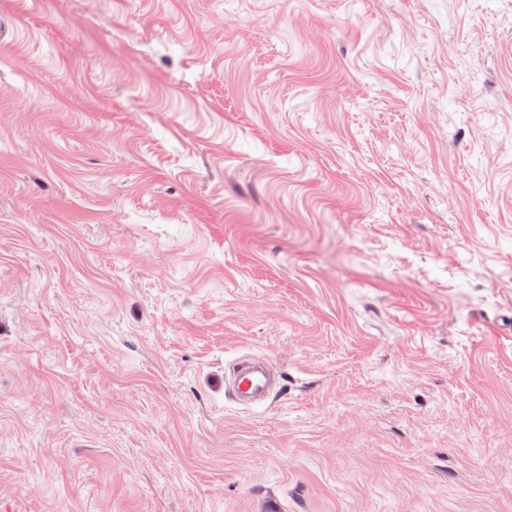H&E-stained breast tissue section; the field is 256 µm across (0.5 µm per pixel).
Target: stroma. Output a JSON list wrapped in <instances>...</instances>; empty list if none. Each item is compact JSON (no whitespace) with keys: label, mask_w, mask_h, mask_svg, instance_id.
<instances>
[{"label":"stroma","mask_w":512,"mask_h":512,"mask_svg":"<svg viewBox=\"0 0 512 512\" xmlns=\"http://www.w3.org/2000/svg\"><path fill=\"white\" fill-rule=\"evenodd\" d=\"M271 497L512 512V0H0V512ZM225 382L239 401H248L263 392L268 384L266 374L259 367L240 364L232 369L230 378Z\"/></svg>","instance_id":"1"}]
</instances>
